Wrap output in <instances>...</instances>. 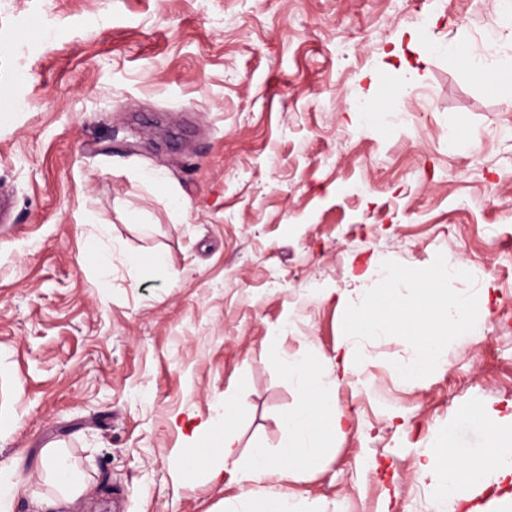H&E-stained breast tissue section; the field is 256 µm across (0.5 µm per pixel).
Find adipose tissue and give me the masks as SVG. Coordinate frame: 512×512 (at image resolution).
I'll list each match as a JSON object with an SVG mask.
<instances>
[{
  "label": "adipose tissue",
  "mask_w": 512,
  "mask_h": 512,
  "mask_svg": "<svg viewBox=\"0 0 512 512\" xmlns=\"http://www.w3.org/2000/svg\"><path fill=\"white\" fill-rule=\"evenodd\" d=\"M458 269V264L446 263L414 274L415 290L406 297L391 286L364 299L350 325L352 336H369L388 328L408 334L417 348L406 369L412 378L446 365L449 335L469 328V301L449 295L445 287L449 275ZM278 362L295 381L298 400L278 420L285 436L282 454L272 456L258 450L242 461V480L256 484L275 478L291 465H318L329 440L343 428L344 414L335 388L325 381L314 360L284 354ZM419 468L431 479L440 501L459 500L462 488L484 489L488 474L512 477V436L497 431L478 448L451 445L438 449L428 454ZM42 474L56 490L55 495L39 498L42 507L70 503L85 486V476L77 465L51 446L42 450Z\"/></svg>",
  "instance_id": "adipose-tissue-1"
}]
</instances>
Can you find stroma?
Instances as JSON below:
<instances>
[{
	"mask_svg": "<svg viewBox=\"0 0 512 512\" xmlns=\"http://www.w3.org/2000/svg\"><path fill=\"white\" fill-rule=\"evenodd\" d=\"M431 42L512 64V0H0V472L44 492L52 444L87 481L11 512H488L512 490L442 506L418 467L486 441L466 410L512 415V103ZM458 260L475 324L447 365L410 381L402 332L351 338L388 269ZM279 350L335 384L344 432L315 467L211 479L187 458L225 396L239 454L280 452Z\"/></svg>",
	"mask_w": 512,
	"mask_h": 512,
	"instance_id": "35a3bbf8",
	"label": "stroma"
}]
</instances>
